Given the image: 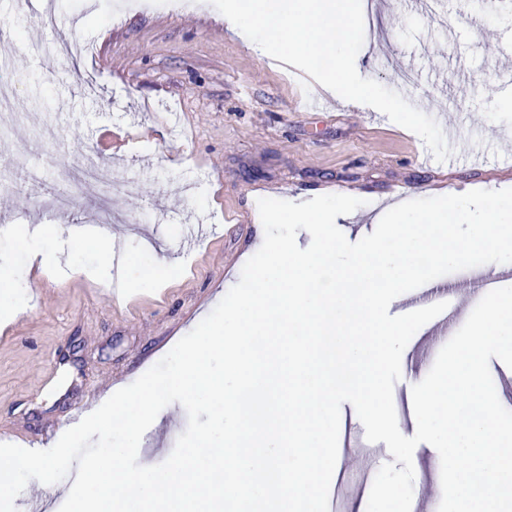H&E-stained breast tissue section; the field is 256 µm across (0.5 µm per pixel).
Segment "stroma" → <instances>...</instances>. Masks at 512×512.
<instances>
[{
    "label": "stroma",
    "mask_w": 512,
    "mask_h": 512,
    "mask_svg": "<svg viewBox=\"0 0 512 512\" xmlns=\"http://www.w3.org/2000/svg\"><path fill=\"white\" fill-rule=\"evenodd\" d=\"M0 0V91L16 110L0 121V293L38 282L27 311L0 329V443L56 442L108 393L130 385L210 314L240 279L256 243L264 190L301 203L334 189L362 199L340 222L350 242L372 233L395 202L496 184L512 188V6L488 0H372L356 59L362 77L400 93L453 128L447 162L385 114L325 94L304 71L257 52L228 30L210 0ZM319 98L323 110L309 109ZM42 178L29 184L23 164ZM97 168L109 204L73 190L71 167ZM69 192L68 209L50 201ZM70 229L65 244L51 230ZM121 243L125 296L82 277L39 279L28 252L93 267ZM172 264L165 287L135 280ZM412 338L393 390L400 432L413 436V385L433 366ZM138 448L158 465L183 433L182 405L161 410ZM342 404L331 484L339 512H367L385 443L366 452ZM413 499L438 512L441 461L413 453Z\"/></svg>",
    "instance_id": "1"
}]
</instances>
